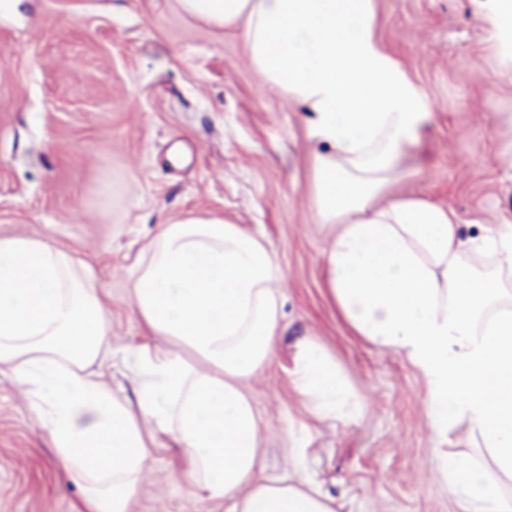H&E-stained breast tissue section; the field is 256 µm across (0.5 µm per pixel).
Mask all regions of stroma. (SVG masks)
<instances>
[{"label":"stroma","instance_id":"obj_1","mask_svg":"<svg viewBox=\"0 0 512 512\" xmlns=\"http://www.w3.org/2000/svg\"><path fill=\"white\" fill-rule=\"evenodd\" d=\"M381 37L432 113L394 195L429 197L469 230L512 224V26L490 0H378ZM304 112L266 86L237 33L192 21L173 0H0V235L78 252L112 294V347L140 342L129 280L158 225L223 213L266 235L283 272L284 337L248 384L266 436L263 476H302L337 512H465L439 472L467 449L436 442L419 372L344 323L325 285L327 231L311 220ZM109 193H101L102 184ZM316 338L366 402L319 421L291 387L294 346ZM294 434L299 461L283 448ZM157 452L136 512H227L174 478ZM68 481L23 387L0 377V512H73Z\"/></svg>","mask_w":512,"mask_h":512}]
</instances>
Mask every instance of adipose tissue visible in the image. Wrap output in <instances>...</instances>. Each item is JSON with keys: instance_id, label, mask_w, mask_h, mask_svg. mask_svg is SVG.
Wrapping results in <instances>:
<instances>
[{"instance_id": "1", "label": "adipose tissue", "mask_w": 512, "mask_h": 512, "mask_svg": "<svg viewBox=\"0 0 512 512\" xmlns=\"http://www.w3.org/2000/svg\"><path fill=\"white\" fill-rule=\"evenodd\" d=\"M182 15L235 30L252 69L307 113L310 212L328 226L325 282L342 319L403 354L425 386L431 432L487 449L489 469L448 456L468 512H512V225L468 231L422 197L386 198L416 154L431 106L379 36L377 0H175ZM282 271L264 236L214 213L160 225L129 295L149 338L102 378L112 298L94 268L38 236H0V376L19 380L58 465L85 495L77 512H134L160 441L179 474L229 512H336L308 483L261 480L264 427L247 391L283 336ZM292 386L318 420L366 403L313 337Z\"/></svg>"}]
</instances>
